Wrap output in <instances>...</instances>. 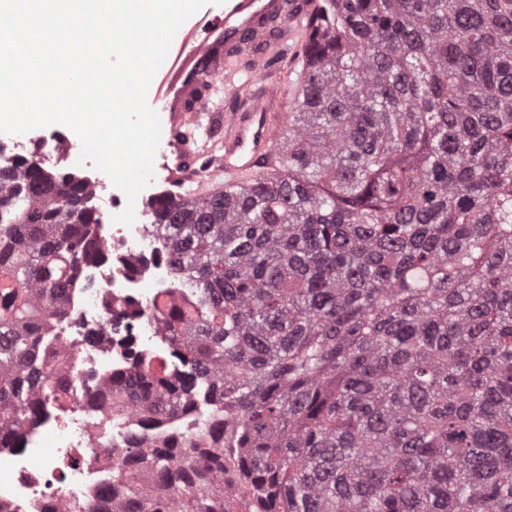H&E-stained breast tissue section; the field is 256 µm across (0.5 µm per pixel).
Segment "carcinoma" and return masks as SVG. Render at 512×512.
I'll list each match as a JSON object with an SVG mask.
<instances>
[{
  "instance_id": "cac0c4a2",
  "label": "carcinoma",
  "mask_w": 512,
  "mask_h": 512,
  "mask_svg": "<svg viewBox=\"0 0 512 512\" xmlns=\"http://www.w3.org/2000/svg\"><path fill=\"white\" fill-rule=\"evenodd\" d=\"M276 156L152 204L190 297L143 306L171 361L109 403L211 418L85 512H512V0H319ZM85 194L0 174L6 438L64 403L42 336L108 257Z\"/></svg>"
}]
</instances>
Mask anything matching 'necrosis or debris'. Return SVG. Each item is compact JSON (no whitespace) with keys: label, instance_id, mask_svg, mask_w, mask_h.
I'll return each instance as SVG.
<instances>
[{"label":"necrosis or debris","instance_id":"1","mask_svg":"<svg viewBox=\"0 0 512 512\" xmlns=\"http://www.w3.org/2000/svg\"><path fill=\"white\" fill-rule=\"evenodd\" d=\"M81 143L71 132L40 128L24 140L0 149V161L12 164L32 156L44 163L76 165ZM87 184L98 201L97 236L112 246L111 264L92 266L82 286L72 288L65 315L48 338V353L59 366L69 414L43 405L18 440L0 437V512H80L112 481L113 465L123 463L128 440L138 432L136 413L108 414L100 395L131 353L152 356L155 366L168 360L170 345L154 321L137 316L140 305L161 293L171 276L158 260L151 228L136 209V220L116 223L127 202L110 178L92 170ZM130 320L126 337H109L110 318Z\"/></svg>","mask_w":512,"mask_h":512}]
</instances>
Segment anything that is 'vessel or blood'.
I'll return each mask as SVG.
<instances>
[{
  "label": "vessel or blood",
  "mask_w": 512,
  "mask_h": 512,
  "mask_svg": "<svg viewBox=\"0 0 512 512\" xmlns=\"http://www.w3.org/2000/svg\"><path fill=\"white\" fill-rule=\"evenodd\" d=\"M303 0H224L208 5L190 17L179 29L178 40L158 69L148 91V103L158 113L168 133L167 159L161 168L173 186H184L196 179L191 165L201 162L203 169L219 170L223 184H211L210 192L232 187L255 174L261 162L272 158L285 116L275 113L282 86L266 87L254 111L229 112L224 117V141L219 151L200 152L187 131L196 119L186 107L196 90L199 75L214 83L223 81L224 72L245 33L286 19L296 35H303L302 16L296 5Z\"/></svg>",
  "instance_id": "obj_1"
}]
</instances>
